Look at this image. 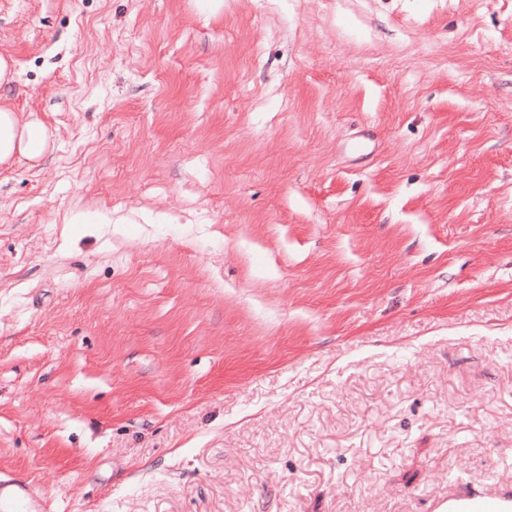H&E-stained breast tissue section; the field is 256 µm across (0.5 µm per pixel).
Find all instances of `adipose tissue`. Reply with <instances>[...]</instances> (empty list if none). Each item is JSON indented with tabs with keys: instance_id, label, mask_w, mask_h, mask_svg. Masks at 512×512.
<instances>
[{
	"instance_id": "ef3b65f1",
	"label": "adipose tissue",
	"mask_w": 512,
	"mask_h": 512,
	"mask_svg": "<svg viewBox=\"0 0 512 512\" xmlns=\"http://www.w3.org/2000/svg\"><path fill=\"white\" fill-rule=\"evenodd\" d=\"M54 146L53 131L35 113L0 104V167L37 168Z\"/></svg>"
}]
</instances>
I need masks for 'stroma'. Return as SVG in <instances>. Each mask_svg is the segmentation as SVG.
Segmentation results:
<instances>
[{
    "label": "stroma",
    "instance_id": "1",
    "mask_svg": "<svg viewBox=\"0 0 512 512\" xmlns=\"http://www.w3.org/2000/svg\"><path fill=\"white\" fill-rule=\"evenodd\" d=\"M0 54L57 134L0 169L45 512L512 486V0H0Z\"/></svg>",
    "mask_w": 512,
    "mask_h": 512
}]
</instances>
